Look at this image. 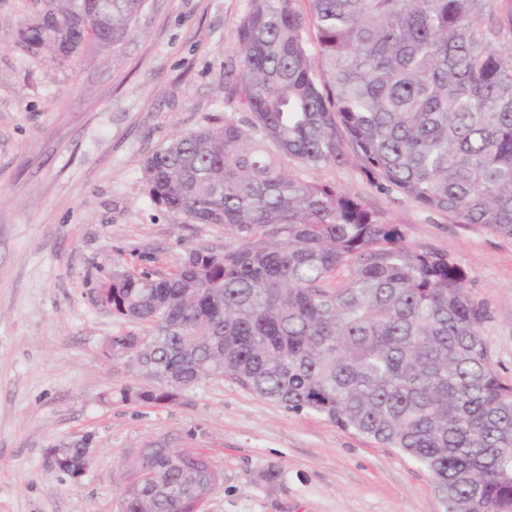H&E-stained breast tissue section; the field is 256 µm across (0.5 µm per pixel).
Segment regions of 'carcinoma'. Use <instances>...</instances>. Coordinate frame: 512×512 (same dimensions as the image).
<instances>
[{"mask_svg":"<svg viewBox=\"0 0 512 512\" xmlns=\"http://www.w3.org/2000/svg\"><path fill=\"white\" fill-rule=\"evenodd\" d=\"M251 0L225 94L242 108L172 136L142 166L150 200L238 240L162 273L112 270V314L146 329L104 355L155 403L222 377L397 448L452 512H512V384L490 367L487 309L448 254L405 241L357 195L307 177L355 164L369 184L512 237V21L497 0ZM145 0H43L18 31L60 63L119 48ZM84 448L51 463L70 474ZM119 512H184L222 471L154 440L125 463Z\"/></svg>","mask_w":512,"mask_h":512,"instance_id":"obj_1","label":"carcinoma"}]
</instances>
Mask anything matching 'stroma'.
Instances as JSON below:
<instances>
[{
	"label": "stroma",
	"instance_id": "1",
	"mask_svg": "<svg viewBox=\"0 0 512 512\" xmlns=\"http://www.w3.org/2000/svg\"><path fill=\"white\" fill-rule=\"evenodd\" d=\"M249 3L148 0L120 57L58 63L16 43L41 0H0V512H117L124 461L161 437L222 470L205 512H447L430 473L397 449L221 378L163 405L125 401L147 379L101 354L132 328L98 301L114 265L166 272L188 248L234 241L155 206L142 162L170 136L238 114L224 71ZM314 177L462 265L488 310L491 367L512 382V238L370 186L353 165ZM86 436L94 456L80 478L50 464L49 449Z\"/></svg>",
	"mask_w": 512,
	"mask_h": 512
}]
</instances>
